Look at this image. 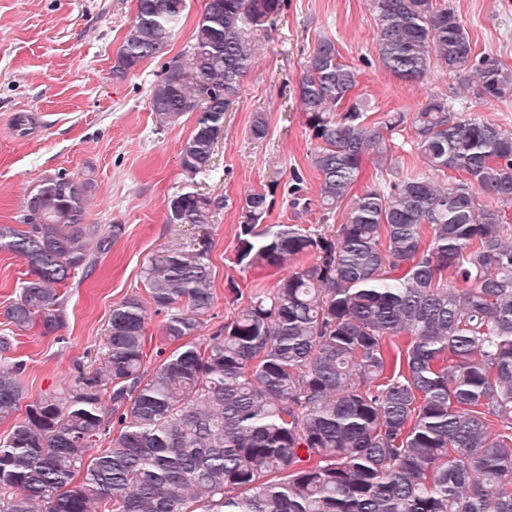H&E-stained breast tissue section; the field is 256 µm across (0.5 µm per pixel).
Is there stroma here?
Instances as JSON below:
<instances>
[{"instance_id":"35a3bbf8","label":"stroma","mask_w":512,"mask_h":512,"mask_svg":"<svg viewBox=\"0 0 512 512\" xmlns=\"http://www.w3.org/2000/svg\"><path fill=\"white\" fill-rule=\"evenodd\" d=\"M449 2L475 53L512 68V0ZM205 3L187 0L165 55L117 80L112 68L136 0H0V224L18 223L29 191L46 176L64 173L87 187V223L125 227L93 273L70 282L62 329L46 334L35 326L17 333L10 357L25 367L27 401L63 386L75 365H95L113 305L143 293L141 269L155 250L179 248L208 234L214 302L199 331L203 338L235 316V293L275 287L273 271L243 270L234 263L242 204L252 190L278 186L266 223H341V214L324 215L315 200L317 173L309 163L311 145L297 99L301 66L318 39H335L342 61L357 70L354 94L365 101L370 121L444 95L462 115L477 113L512 129V98L486 103L460 93L459 79L438 68L419 82L387 72L373 47L366 0H287L268 27L270 41L245 76L239 99L225 114L214 170L196 184L200 193L222 200L221 210L202 229L168 223L169 199L191 184L180 151L195 116L157 128L150 91L168 59L185 55ZM258 112L268 124L260 141L249 134ZM21 113L33 118L23 131L14 123ZM297 172L311 200L305 209L292 206L286 194ZM26 270L23 259L0 252V336L10 330L5 313Z\"/></svg>"}]
</instances>
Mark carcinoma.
<instances>
[{"label": "carcinoma", "mask_w": 512, "mask_h": 512, "mask_svg": "<svg viewBox=\"0 0 512 512\" xmlns=\"http://www.w3.org/2000/svg\"><path fill=\"white\" fill-rule=\"evenodd\" d=\"M137 0L113 76L160 57L185 2ZM389 73L434 68L487 102L512 96V68L475 58L454 8L368 0ZM285 0H206L184 62L150 109L164 128L196 114L180 152L192 179L213 168L224 115ZM358 73L317 41L298 99L318 201L343 223L265 224L270 191L245 198L235 264L281 273L224 327L191 340L213 301L210 243L154 251L141 278L179 346L146 367V307H112L105 355L19 407L23 364L0 359V512H512V131L432 96L368 121ZM426 170L394 157L399 129ZM375 182L352 193L365 163ZM85 187L58 174L29 192L0 251L27 263L6 319L65 324V286L88 275L124 225L86 223ZM221 202L173 196L170 224H210ZM454 276L456 282L448 281ZM116 432H111L112 424ZM111 436L106 448L98 447Z\"/></svg>", "instance_id": "carcinoma-1"}]
</instances>
